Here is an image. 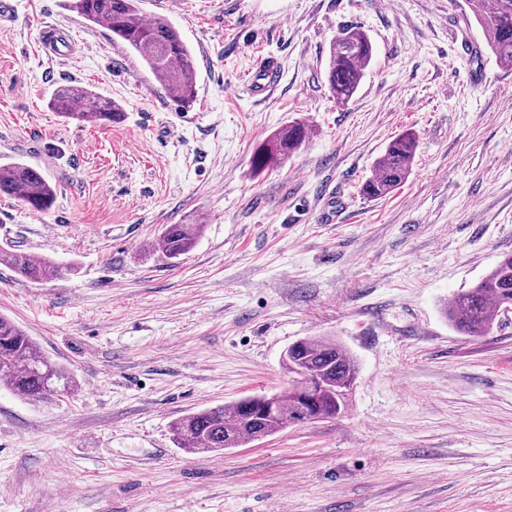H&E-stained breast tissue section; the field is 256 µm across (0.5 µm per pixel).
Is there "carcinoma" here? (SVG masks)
Segmentation results:
<instances>
[{
	"label": "carcinoma",
	"mask_w": 512,
	"mask_h": 512,
	"mask_svg": "<svg viewBox=\"0 0 512 512\" xmlns=\"http://www.w3.org/2000/svg\"><path fill=\"white\" fill-rule=\"evenodd\" d=\"M466 16L481 29L487 49L505 67H512V0H464ZM68 7L86 21L103 24L113 39L138 54L168 93L188 106L195 97V63L177 28L165 19L147 22L138 0H68ZM373 57L367 34L358 27L338 31L328 50L327 83L340 103L349 101L361 84ZM52 106L67 120L119 122L123 107L89 89L66 85L54 94ZM308 128L293 122L258 149L253 164L258 169L277 167L305 141ZM417 136L408 130L393 139L362 184V195L382 199L409 176ZM0 194L14 197L40 212L49 210L56 190L26 162L0 165ZM202 232L200 224H166L152 249L167 259L188 252ZM0 261L19 277L60 279L66 271L48 258L34 259L23 252L0 248ZM512 310V253L501 256L494 268L472 287L458 292L444 308L457 333L480 338L491 333L500 315ZM291 374L286 392L275 395L276 408L264 414L261 397L254 396L187 414L172 424L177 446L191 454H222L258 441L289 425L313 418L329 419L342 413L358 377L355 358L331 336L306 337L285 351ZM32 401H52L76 386L71 373L53 363L32 337L0 315V384Z\"/></svg>",
	"instance_id": "1"
}]
</instances>
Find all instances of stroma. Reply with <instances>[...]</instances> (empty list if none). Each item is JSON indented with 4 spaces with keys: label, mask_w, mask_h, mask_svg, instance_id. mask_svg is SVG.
<instances>
[{
    "label": "stroma",
    "mask_w": 512,
    "mask_h": 512,
    "mask_svg": "<svg viewBox=\"0 0 512 512\" xmlns=\"http://www.w3.org/2000/svg\"><path fill=\"white\" fill-rule=\"evenodd\" d=\"M0 21V164L55 187L51 210L0 196V246L67 267L33 282L0 263V314L77 391L0 386V512H512V313L458 334L443 308L512 251V69L454 0H140L190 48L183 106L140 57L62 0ZM345 26L369 36L358 92L325 71ZM52 27L70 59L46 56ZM274 60L266 99L248 83ZM120 103L119 124L51 107L59 86ZM282 165L256 148L288 122ZM413 130L412 171L360 192ZM199 224L178 260L162 225ZM333 336L359 373L336 418L190 455L184 415L288 385L292 342ZM308 128L302 122H292L282 128L258 149L253 157L257 169L277 167L288 159L305 141Z\"/></svg>",
    "instance_id": "35a3bbf8"
}]
</instances>
